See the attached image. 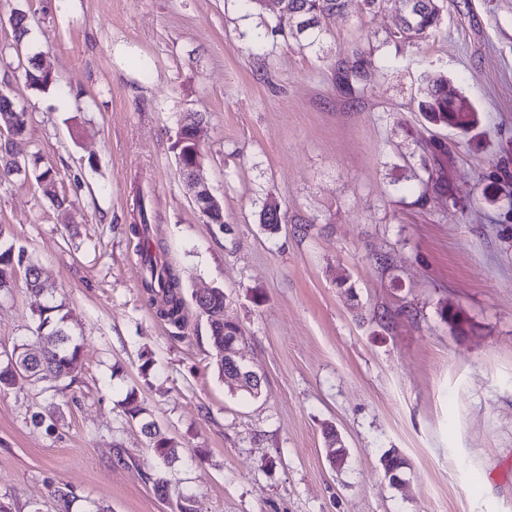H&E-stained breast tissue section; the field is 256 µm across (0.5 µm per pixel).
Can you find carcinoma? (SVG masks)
Returning <instances> with one entry per match:
<instances>
[{
  "label": "carcinoma",
  "instance_id": "obj_1",
  "mask_svg": "<svg viewBox=\"0 0 512 512\" xmlns=\"http://www.w3.org/2000/svg\"><path fill=\"white\" fill-rule=\"evenodd\" d=\"M349 0H282L281 15L288 18L289 27L301 33L304 28L319 31L325 19L343 12ZM409 20L396 25L383 39V43L412 42L430 34L439 24L447 0H407ZM362 60L359 54H353L352 61L339 70V83L348 91L355 89L360 76ZM6 102L0 99V124L6 134L0 137V178L14 174L21 166H32L37 172L36 182H52L54 170L50 167L39 169L41 158L38 154L24 152L28 122L26 112H6ZM424 118L434 126L459 129L464 132L480 124V115L472 103L448 90L444 79H437L427 87L425 100L419 104ZM202 121L199 112L185 117L183 138L175 139L173 152L189 162L197 155V143L192 141L193 132ZM138 222L130 225L131 232L141 241L138 250L144 268L141 287L149 299L156 295L165 298V307L158 311L159 317L169 325L179 329L184 321V303L181 284L177 275L164 262L160 261L157 251L150 245V218L144 197L137 201ZM26 290L36 294L53 295L54 289L41 277L38 265L30 259L26 250L3 239L0 233V294H10L18 283ZM227 296L222 288H212L210 293L195 298L198 310L206 317L210 340L215 351L224 349L231 340L237 347L245 344V333L240 326L224 317ZM69 310L65 301L49 300L35 311L37 335L43 343L39 353L29 352L28 344L20 343L13 348V360L0 366V391L11 387L22 378L33 382H49L56 392H64L75 382V371L80 353V345L67 331L66 319ZM442 320L450 330L458 332L464 329L467 319L461 310L445 306L441 310ZM125 414L133 420L141 421V431L152 443L151 451L163 463L170 467L179 460V448L166 437L158 425L145 419L146 409L138 400L135 392L125 395L122 401ZM55 512H71L73 503L78 499L75 488L70 485L56 487L51 492Z\"/></svg>",
  "mask_w": 512,
  "mask_h": 512
}]
</instances>
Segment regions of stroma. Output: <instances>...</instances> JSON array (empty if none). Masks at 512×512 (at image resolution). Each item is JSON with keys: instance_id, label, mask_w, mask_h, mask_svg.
Instances as JSON below:
<instances>
[{"instance_id": "1", "label": "stroma", "mask_w": 512, "mask_h": 512, "mask_svg": "<svg viewBox=\"0 0 512 512\" xmlns=\"http://www.w3.org/2000/svg\"><path fill=\"white\" fill-rule=\"evenodd\" d=\"M400 0L374 14L351 0L315 44L282 35L276 9L242 0H0V88L29 108L27 146L56 173L60 211L34 176L0 182V235L23 247L70 304L82 346L65 393L18 381L0 391V501L53 512H512V0H449L435 31L386 42ZM29 17L22 54L7 21ZM363 53L355 91L337 72ZM55 83L27 86L19 56ZM446 77L482 121L435 130L419 112ZM203 115L197 172L224 233L204 223L171 149ZM461 201L421 183L432 135ZM174 270L183 329L141 288L136 198ZM277 201L276 233L259 214ZM223 287L262 378L252 397L221 380L194 293ZM46 299L0 295V355L35 344ZM470 320L453 334L445 304ZM153 365L142 371L143 357ZM137 390L181 459L164 467L119 405ZM55 408L53 425L34 412ZM347 450L328 457L327 428ZM397 452L404 482L381 464ZM164 474L167 495L151 478Z\"/></svg>"}]
</instances>
